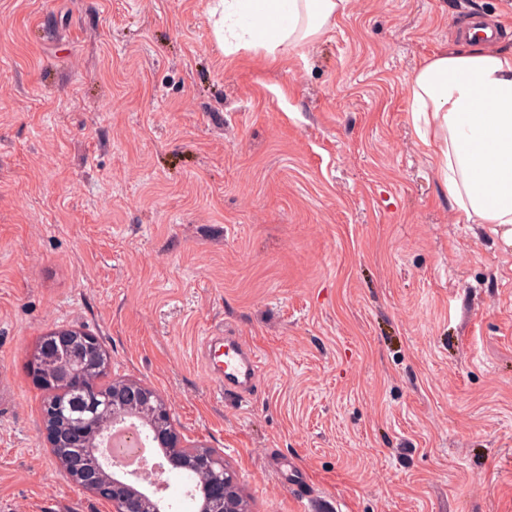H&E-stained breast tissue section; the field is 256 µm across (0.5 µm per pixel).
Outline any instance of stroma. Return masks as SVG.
Returning <instances> with one entry per match:
<instances>
[{"mask_svg":"<svg viewBox=\"0 0 512 512\" xmlns=\"http://www.w3.org/2000/svg\"><path fill=\"white\" fill-rule=\"evenodd\" d=\"M457 2L347 0L272 58L225 54L210 0H0V512H112L48 442L27 364L59 328L248 512H512V247L409 113ZM226 334L263 358L243 403L202 359Z\"/></svg>","mask_w":512,"mask_h":512,"instance_id":"obj_1","label":"stroma"}]
</instances>
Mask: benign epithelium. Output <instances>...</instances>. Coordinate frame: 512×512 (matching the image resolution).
<instances>
[{
  "instance_id": "obj_1",
  "label": "benign epithelium",
  "mask_w": 512,
  "mask_h": 512,
  "mask_svg": "<svg viewBox=\"0 0 512 512\" xmlns=\"http://www.w3.org/2000/svg\"><path fill=\"white\" fill-rule=\"evenodd\" d=\"M46 370L34 373L36 379L55 386L85 388L84 374L108 369L97 337L80 329L62 328L49 333L46 348ZM112 422L126 419L151 420V429L165 434L166 461L174 471L192 469L208 475V483L200 488L199 512H246L243 498L231 474L217 466V456L203 446H186L180 435L167 426L169 410L164 398L150 386L135 380L112 381ZM102 424L93 420L48 425L49 444L61 460L64 474L94 496L112 503V512H161L158 501L133 490L117 472L115 465L100 461L91 464L79 455L60 453L66 445L91 442L100 437Z\"/></svg>"
}]
</instances>
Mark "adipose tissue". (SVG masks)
Wrapping results in <instances>:
<instances>
[{
    "instance_id": "1",
    "label": "adipose tissue",
    "mask_w": 512,
    "mask_h": 512,
    "mask_svg": "<svg viewBox=\"0 0 512 512\" xmlns=\"http://www.w3.org/2000/svg\"><path fill=\"white\" fill-rule=\"evenodd\" d=\"M346 0H214L209 14L225 54L323 35ZM411 120L433 153L458 221L490 224L512 247V49L481 41L428 58L409 82Z\"/></svg>"
}]
</instances>
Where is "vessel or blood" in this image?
<instances>
[{
    "mask_svg": "<svg viewBox=\"0 0 512 512\" xmlns=\"http://www.w3.org/2000/svg\"><path fill=\"white\" fill-rule=\"evenodd\" d=\"M204 343L206 370L217 391L238 398L252 396L261 371L258 352L239 336H208Z\"/></svg>",
    "mask_w": 512,
    "mask_h": 512,
    "instance_id": "vessel-or-blood-1",
    "label": "vessel or blood"
}]
</instances>
